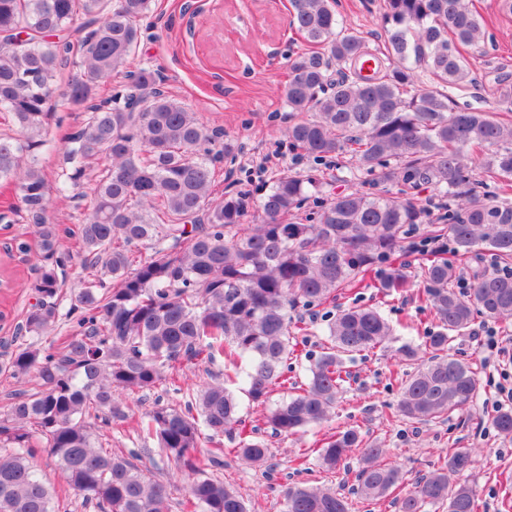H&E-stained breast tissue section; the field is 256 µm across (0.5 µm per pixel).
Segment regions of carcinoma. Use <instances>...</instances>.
I'll list each match as a JSON object with an SVG mask.
<instances>
[{
	"mask_svg": "<svg viewBox=\"0 0 512 512\" xmlns=\"http://www.w3.org/2000/svg\"><path fill=\"white\" fill-rule=\"evenodd\" d=\"M153 0H0V112L14 135L0 137V184L14 188L43 263L27 285L36 302L19 335L25 342L6 355L0 370L36 380L0 405V512H66L55 481L33 465L41 452L55 459L67 490L95 512H171L174 492L190 512H248L240 489L213 472L224 468V442L252 465L268 461L269 448L245 430L236 392L267 406L276 437L296 436L327 422L350 375L342 356L373 349L393 328L378 312L348 307L322 314L327 336L304 354L305 380L288 375L292 337L305 321L292 310L336 303L337 292L361 288L379 267L378 287H413L403 243L426 227L419 300L437 319L425 344L398 348L400 365L394 416L410 423L467 414L480 390L473 364L450 353V343L480 314L512 319V83L499 81L497 105L454 109L445 91L469 80L465 52L485 41L474 0H386L387 41L370 49L363 35L343 26L336 0H289L291 24L311 52L289 59L282 95L300 114L285 132L294 149L317 158L349 157L350 179L398 187L397 192L355 190L288 220L319 190L324 176L282 175L257 204L261 221L242 223L246 195L218 185V163L236 146L207 129L182 102L158 87L157 73L134 67L140 22ZM83 30L76 72L58 83L71 44L63 33ZM377 68L361 75L360 59ZM437 86H417L416 64ZM121 72L128 81L95 102V89ZM84 113L65 138L56 182L58 202L75 197L91 164L105 159L90 183L91 207L79 219L81 249L74 253L58 225L48 222L52 198L32 154L50 135L57 108ZM432 183L447 201L448 225L433 222L411 190ZM460 258L494 257L501 271H474L465 296L453 283ZM87 275L66 296L61 279L73 261ZM65 341L45 346L60 323ZM222 361L210 383L178 385L182 371ZM166 385L182 394L177 406L159 402L139 415L141 448L130 457L102 447L99 437L123 430L128 401ZM282 398L268 405L270 396ZM491 424L512 436V408ZM155 444L173 461L163 483L133 460ZM362 449L353 493L379 501L402 484L387 449L364 442L350 428L315 448V462L336 470ZM473 464L472 449L448 448L436 468L394 498L398 512H476L478 490L450 476ZM283 512H349L348 499L325 486L285 487Z\"/></svg>",
	"mask_w": 512,
	"mask_h": 512,
	"instance_id": "obj_1",
	"label": "carcinoma"
}]
</instances>
